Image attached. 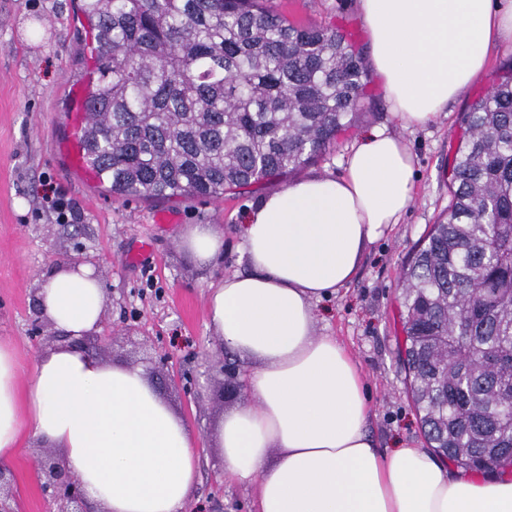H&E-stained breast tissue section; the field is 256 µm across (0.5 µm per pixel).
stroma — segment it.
<instances>
[{
    "label": "stroma",
    "instance_id": "stroma-1",
    "mask_svg": "<svg viewBox=\"0 0 512 512\" xmlns=\"http://www.w3.org/2000/svg\"><path fill=\"white\" fill-rule=\"evenodd\" d=\"M292 21L342 29L356 50L370 37L358 0H273ZM512 65V48L494 50L467 92L426 127L409 130L390 112L376 74L365 80L352 129L317 162L221 199L118 197L90 184L74 167L73 85L90 69V49L77 0H0V342H10L28 381L39 358L28 320L38 282L59 264L88 261L106 289L108 341L87 347L108 364L133 365L159 352L169 358L156 385L163 400L192 428L201 457L199 484L186 512H257L251 487L225 477L216 427L225 410L244 402L224 385L217 361L245 375L247 360L225 353L208 328L207 294L224 275L246 270L241 230L268 194L312 175L340 176L362 135L384 128L402 135L417 168L413 199L400 224L365 253L353 280L316 305V331L335 336L357 360L371 400L370 434L380 449L423 448L427 442L407 393L400 361V272L451 200L448 169L467 105L484 95L495 74ZM54 189L74 208L60 222L44 200ZM190 224L224 231V252L199 264L179 245ZM44 448L24 442L7 499L14 512H57L39 490Z\"/></svg>",
    "mask_w": 512,
    "mask_h": 512
}]
</instances>
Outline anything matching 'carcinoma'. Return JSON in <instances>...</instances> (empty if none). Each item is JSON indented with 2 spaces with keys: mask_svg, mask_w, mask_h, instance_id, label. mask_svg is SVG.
Instances as JSON below:
<instances>
[{
  "mask_svg": "<svg viewBox=\"0 0 512 512\" xmlns=\"http://www.w3.org/2000/svg\"><path fill=\"white\" fill-rule=\"evenodd\" d=\"M97 44L85 158L117 196L219 198L337 145L367 67L266 0H81ZM448 219L404 268L401 352L434 450L512 463V73L463 114Z\"/></svg>",
  "mask_w": 512,
  "mask_h": 512,
  "instance_id": "carcinoma-1",
  "label": "carcinoma"
}]
</instances>
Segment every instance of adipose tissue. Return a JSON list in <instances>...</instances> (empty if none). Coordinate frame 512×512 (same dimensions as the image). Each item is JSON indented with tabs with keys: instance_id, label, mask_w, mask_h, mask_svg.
Listing matches in <instances>:
<instances>
[{
	"instance_id": "ef3b65f1",
	"label": "adipose tissue",
	"mask_w": 512,
	"mask_h": 512,
	"mask_svg": "<svg viewBox=\"0 0 512 512\" xmlns=\"http://www.w3.org/2000/svg\"><path fill=\"white\" fill-rule=\"evenodd\" d=\"M370 64L406 127H423L512 45V0H359ZM415 165L402 136L373 130L342 175L309 176L264 197L244 226L249 272L210 288V326L246 358L245 402L217 430L223 469L252 487L258 512H512V466L458 471L424 448L376 447L361 369L314 306L352 281L368 247L399 224ZM181 244L208 264L224 249L212 224ZM61 335L100 330L106 292L94 268L67 262L38 288ZM0 343V463L27 440L60 448L97 512H184L199 480L195 438L140 367L69 346L45 350L19 382Z\"/></svg>"
}]
</instances>
